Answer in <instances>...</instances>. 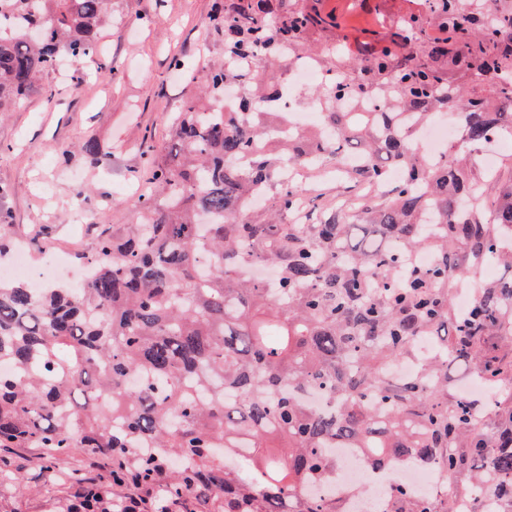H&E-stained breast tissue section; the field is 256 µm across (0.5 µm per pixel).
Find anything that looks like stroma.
Masks as SVG:
<instances>
[{
	"instance_id": "1",
	"label": "stroma",
	"mask_w": 512,
	"mask_h": 512,
	"mask_svg": "<svg viewBox=\"0 0 512 512\" xmlns=\"http://www.w3.org/2000/svg\"><path fill=\"white\" fill-rule=\"evenodd\" d=\"M214 0H112V25L103 55L120 71L103 76L94 63L76 60L65 77L48 73L53 104L30 97L13 111L0 112V217L12 238H27L33 262L53 249L80 259L104 234L125 232L135 221L134 203L149 188L152 161L165 156L169 127L201 82L176 70L175 58L200 63L221 56L223 44L210 26ZM96 140L106 164L81 146ZM308 221L336 211L355 181L337 166L309 177ZM86 191V221L71 223L76 188ZM23 481L0 479V512H58L71 486H48L31 448L14 451Z\"/></svg>"
}]
</instances>
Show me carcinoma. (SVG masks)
<instances>
[{
  "mask_svg": "<svg viewBox=\"0 0 512 512\" xmlns=\"http://www.w3.org/2000/svg\"><path fill=\"white\" fill-rule=\"evenodd\" d=\"M16 23L0 30V112L54 90L37 78L63 56L100 58L112 0H10ZM401 25L362 30L363 57L349 63L315 40L344 23L325 0H224L212 22L224 60L209 65L171 133L169 161L152 167L138 200L141 223L101 237L82 288L0 281V449L34 448L52 474L74 454L100 464L84 509L113 512L129 499L155 512H349L318 494L336 467V448H356L375 470L410 452L445 473L477 461L475 488L512 491V406L491 433L468 399L448 390V356L478 378L512 385V357L486 346L512 339V278L479 288L467 310L454 305L475 269L512 271V187L487 215L468 155L422 157L405 129L437 109L461 115L466 146L512 137V11L487 21L464 0H428ZM299 45L328 75L312 97L334 143L318 130L283 136L280 112L250 100L222 112L224 90L280 84L240 64L283 62ZM486 74L481 84L448 83V72ZM379 93L385 122L338 112L341 102ZM353 156L347 176L388 186L350 224H283L272 214L238 217L257 188L290 214L305 199L302 170ZM430 251L431 265L410 262ZM241 262L276 268L277 283L240 277ZM436 350L418 377L396 384L387 365L415 358L414 342ZM331 402L309 407L300 393ZM380 512H448V486L431 499L394 486Z\"/></svg>",
  "mask_w": 512,
  "mask_h": 512,
  "instance_id": "carcinoma-1",
  "label": "carcinoma"
}]
</instances>
